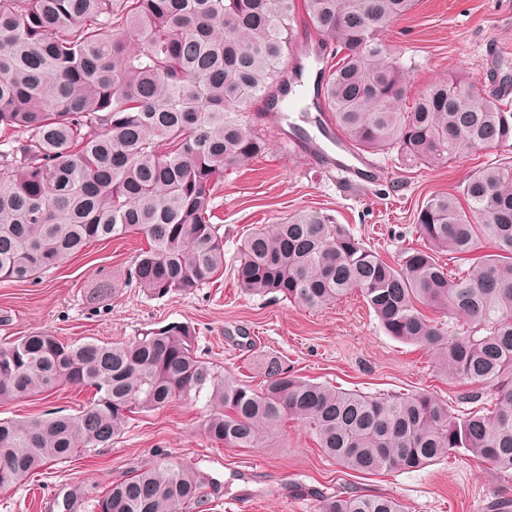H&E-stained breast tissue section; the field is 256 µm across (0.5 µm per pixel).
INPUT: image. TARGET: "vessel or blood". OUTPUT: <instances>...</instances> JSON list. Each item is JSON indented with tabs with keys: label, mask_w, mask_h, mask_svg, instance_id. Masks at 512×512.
<instances>
[{
	"label": "vessel or blood",
	"mask_w": 512,
	"mask_h": 512,
	"mask_svg": "<svg viewBox=\"0 0 512 512\" xmlns=\"http://www.w3.org/2000/svg\"><path fill=\"white\" fill-rule=\"evenodd\" d=\"M303 120L304 128L285 139L297 154L326 171L338 173L348 183L371 184L380 178V169L367 156L347 148L329 113L309 112Z\"/></svg>",
	"instance_id": "1"
}]
</instances>
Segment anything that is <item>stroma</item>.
<instances>
[{
  "label": "stroma",
  "instance_id": "1",
  "mask_svg": "<svg viewBox=\"0 0 512 512\" xmlns=\"http://www.w3.org/2000/svg\"><path fill=\"white\" fill-rule=\"evenodd\" d=\"M387 48L409 68L418 90L451 73L481 91L512 78V0H418L383 34ZM269 144L259 158L229 170L215 192V221L224 235L226 271L190 294L152 299L120 277L144 244L130 235L91 243L37 281L0 278V341L47 331L65 342L125 340L171 322L196 330L198 353L253 387L273 357L313 381L366 395L427 390L469 412L466 386L439 375L431 353L388 336L360 297L312 311L282 298L251 296L231 272L242 239L255 227L288 214L317 211L349 225L386 260L415 245L414 214L431 194L452 192L474 169L500 159L501 149H475L440 164L408 167L377 158L379 183L350 187L292 156L270 121L250 116ZM107 276L113 293L92 292ZM90 389L62 388L50 396L0 405V418L25 420L61 408L73 413L91 400ZM203 402L179 399L136 415L111 447L88 451L0 489V512H62L74 487L104 493L157 451L219 480L204 512H318L320 495L343 488L398 499L405 512H485L488 501L512 499V478L473 457H443L414 471L366 478L323 457L296 422L284 421L253 448L208 441Z\"/></svg>",
  "mask_w": 512,
  "mask_h": 512
}]
</instances>
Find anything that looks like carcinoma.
<instances>
[{
  "label": "carcinoma",
  "instance_id": "carcinoma-1",
  "mask_svg": "<svg viewBox=\"0 0 512 512\" xmlns=\"http://www.w3.org/2000/svg\"><path fill=\"white\" fill-rule=\"evenodd\" d=\"M416 0H0V276L18 281L95 241L144 238L127 283L151 298L190 294L224 272L214 191L267 142L248 125L303 75L293 23L303 13L335 63L315 78L353 148L412 163L512 147V106L454 76L411 92L382 33ZM420 243L385 260L344 224L313 212L261 225L233 276L252 295L323 309L355 292L393 338L429 347L434 368L490 396L459 415L427 392L371 397L265 363L255 389L197 354L170 323L131 340L65 343L34 332L0 345V404L92 389L74 414L0 419V488L50 464L108 448L131 416L195 394L211 442L253 448L285 419L343 468L379 475L464 455L512 473V156L472 172L414 215ZM489 248L480 255L478 250ZM448 252L469 262L453 271ZM462 314L463 333L437 318ZM208 474L158 452L153 463L64 512H187L208 504ZM321 512H403L386 495L323 497Z\"/></svg>",
  "mask_w": 512,
  "mask_h": 512
}]
</instances>
